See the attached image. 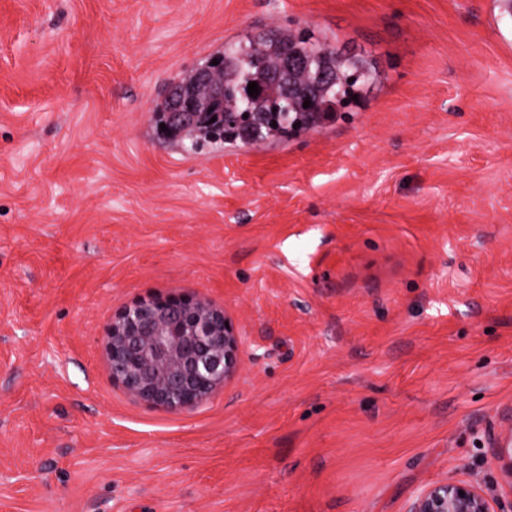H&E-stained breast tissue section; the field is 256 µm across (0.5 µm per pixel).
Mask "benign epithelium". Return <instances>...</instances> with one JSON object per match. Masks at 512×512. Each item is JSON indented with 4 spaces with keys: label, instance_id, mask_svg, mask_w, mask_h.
Listing matches in <instances>:
<instances>
[{
    "label": "benign epithelium",
    "instance_id": "obj_1",
    "mask_svg": "<svg viewBox=\"0 0 512 512\" xmlns=\"http://www.w3.org/2000/svg\"><path fill=\"white\" fill-rule=\"evenodd\" d=\"M207 65L196 71V90H182L170 100L169 112L185 128L208 119L218 109L224 89ZM240 337L223 310L197 295L151 296L112 316L106 355L112 380L135 399L172 413L192 410L225 385L239 370ZM495 458L512 490V434L499 444ZM464 495H459V492ZM412 512H512L491 508L487 497L467 483L439 481L417 498Z\"/></svg>",
    "mask_w": 512,
    "mask_h": 512
}]
</instances>
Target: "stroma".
Segmentation results:
<instances>
[{"label": "stroma", "instance_id": "stroma-1", "mask_svg": "<svg viewBox=\"0 0 512 512\" xmlns=\"http://www.w3.org/2000/svg\"><path fill=\"white\" fill-rule=\"evenodd\" d=\"M369 61L357 105L171 138L179 76L261 32ZM198 295L236 375L113 382L125 305ZM512 0H0V512H411L512 500ZM464 492V497L459 495ZM412 512H511L512 500L498 510L491 508L487 497L475 486L467 483L439 481L425 489L417 498Z\"/></svg>", "mask_w": 512, "mask_h": 512}]
</instances>
